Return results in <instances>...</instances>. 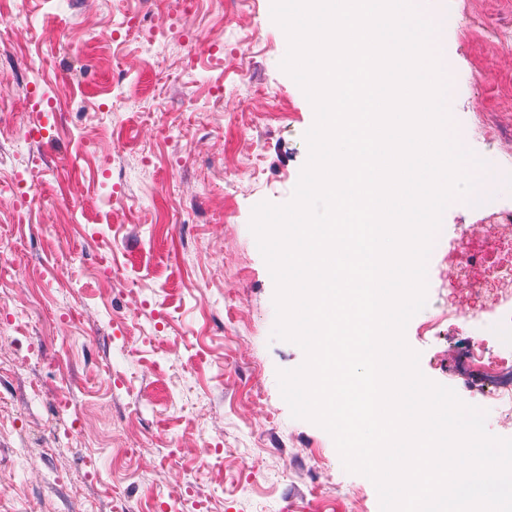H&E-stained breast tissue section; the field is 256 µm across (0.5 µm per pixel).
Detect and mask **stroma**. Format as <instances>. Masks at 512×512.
Instances as JSON below:
<instances>
[{
	"label": "stroma",
	"mask_w": 512,
	"mask_h": 512,
	"mask_svg": "<svg viewBox=\"0 0 512 512\" xmlns=\"http://www.w3.org/2000/svg\"><path fill=\"white\" fill-rule=\"evenodd\" d=\"M452 76L456 134L512 209V0H416ZM181 0H0V512H112V485L152 512L195 480L211 444L210 512H379L331 436L293 418L277 372L304 361L273 338L275 285L249 224L288 202L308 158V99L280 62L271 0H203L195 38L149 46L103 33ZM494 226L466 199L445 210L427 304L407 324L430 380L486 411L461 358L485 326L455 275L457 227ZM117 279L101 277L100 244ZM73 410L54 411L62 391ZM139 449L125 459L124 449Z\"/></svg>",
	"instance_id": "1"
}]
</instances>
